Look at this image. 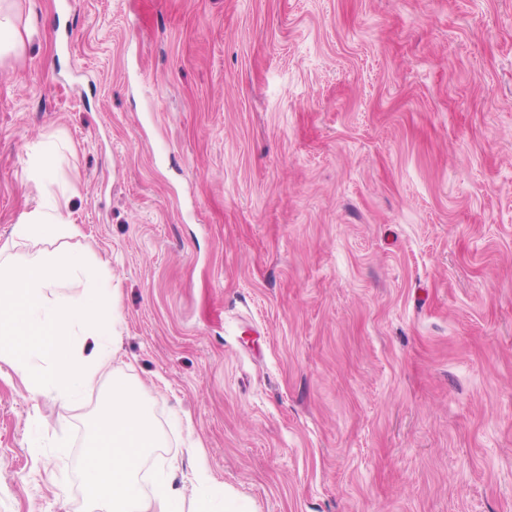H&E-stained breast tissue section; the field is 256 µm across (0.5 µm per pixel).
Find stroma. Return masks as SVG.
I'll use <instances>...</instances> for the list:
<instances>
[{"instance_id": "obj_1", "label": "stroma", "mask_w": 512, "mask_h": 512, "mask_svg": "<svg viewBox=\"0 0 512 512\" xmlns=\"http://www.w3.org/2000/svg\"><path fill=\"white\" fill-rule=\"evenodd\" d=\"M59 3L0 59V245L51 146L119 348L61 422L0 359V512H89L116 376L183 512L199 463L239 512H512V0Z\"/></svg>"}]
</instances>
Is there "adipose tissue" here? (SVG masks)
Instances as JSON below:
<instances>
[{
    "label": "adipose tissue",
    "instance_id": "1",
    "mask_svg": "<svg viewBox=\"0 0 512 512\" xmlns=\"http://www.w3.org/2000/svg\"><path fill=\"white\" fill-rule=\"evenodd\" d=\"M76 233L75 224L52 198L25 212L13 227L15 238L34 243ZM160 445L142 392L113 379L92 423L84 462V490L95 512H183L182 494L167 475L156 479L151 494L142 490L141 464L148 451Z\"/></svg>",
    "mask_w": 512,
    "mask_h": 512
}]
</instances>
